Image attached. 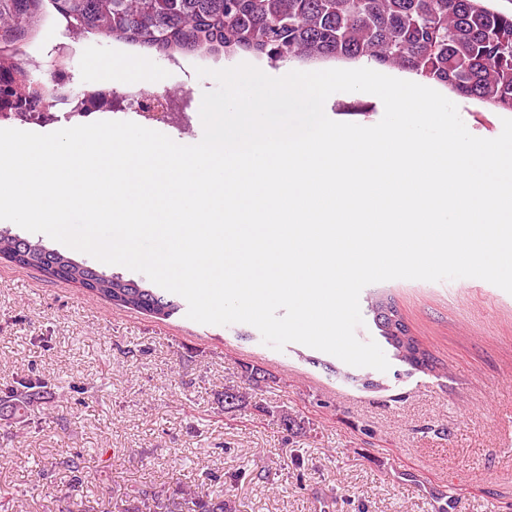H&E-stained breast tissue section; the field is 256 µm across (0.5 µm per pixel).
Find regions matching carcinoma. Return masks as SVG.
<instances>
[{"label": "carcinoma", "mask_w": 512, "mask_h": 512, "mask_svg": "<svg viewBox=\"0 0 512 512\" xmlns=\"http://www.w3.org/2000/svg\"><path fill=\"white\" fill-rule=\"evenodd\" d=\"M51 5L76 33L154 49L168 57L198 50L241 51L272 61L364 60L397 68L448 88L457 96L512 112V14L487 0H0V42L27 36ZM0 113L49 116L54 86L35 83L31 68L0 53ZM0 257L73 282L112 305L158 318L177 313L182 302L157 294L141 281L108 275L34 241L0 231ZM412 367L430 360L415 337L393 347ZM44 385L15 379L0 390L35 403ZM144 512H232L224 495H164L143 499Z\"/></svg>", "instance_id": "obj_1"}]
</instances>
